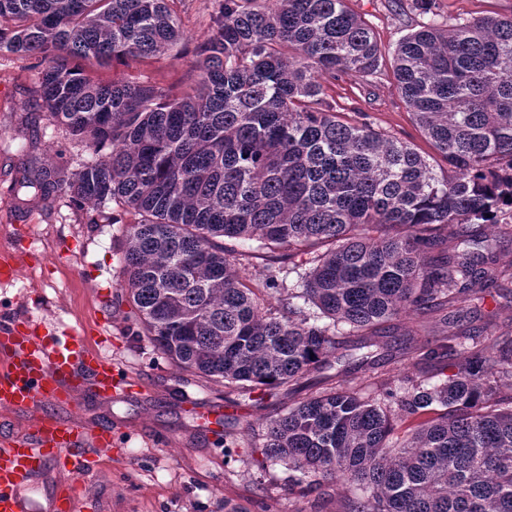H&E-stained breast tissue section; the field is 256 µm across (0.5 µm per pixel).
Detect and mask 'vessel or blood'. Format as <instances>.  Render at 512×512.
I'll return each instance as SVG.
<instances>
[{
  "instance_id": "obj_1",
  "label": "vessel or blood",
  "mask_w": 512,
  "mask_h": 512,
  "mask_svg": "<svg viewBox=\"0 0 512 512\" xmlns=\"http://www.w3.org/2000/svg\"><path fill=\"white\" fill-rule=\"evenodd\" d=\"M131 390L127 373L73 338L42 336L28 320L0 316V410L27 413V433L0 435V512H28L20 491L60 457L66 485L59 500L74 512L70 488L112 448V428L88 421L85 395L109 401Z\"/></svg>"
}]
</instances>
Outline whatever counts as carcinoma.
<instances>
[{
    "instance_id": "obj_1",
    "label": "carcinoma",
    "mask_w": 512,
    "mask_h": 512,
    "mask_svg": "<svg viewBox=\"0 0 512 512\" xmlns=\"http://www.w3.org/2000/svg\"><path fill=\"white\" fill-rule=\"evenodd\" d=\"M170 0H0V53L48 62L36 94L89 157L68 178L28 159L20 187L75 212L132 216L121 274L140 333L241 396L297 385L347 338L481 299L512 272L481 225L512 220V17L426 18L394 51L412 118L448 164L336 111L326 82H371L382 50L346 0H213L195 83L100 82L83 66L149 59L183 33ZM472 252L443 249L444 232ZM238 241L255 243L258 279ZM308 255L309 267L295 261ZM296 275L292 287L286 282ZM286 298L262 304L257 293ZM439 368L339 383L262 423L258 469L354 485L344 512H512V341L468 327L427 345ZM413 426L401 432L398 422Z\"/></svg>"
}]
</instances>
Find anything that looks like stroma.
<instances>
[{
    "label": "stroma",
    "instance_id": "35a3bbf8",
    "mask_svg": "<svg viewBox=\"0 0 512 512\" xmlns=\"http://www.w3.org/2000/svg\"><path fill=\"white\" fill-rule=\"evenodd\" d=\"M213 0H175L185 34L181 54L124 60L94 68L106 80H153L186 86L196 75L194 47L211 34ZM369 21L383 51L381 71L369 87L356 76L329 81L328 93L349 119L369 123L411 142L425 155L434 150L414 124L393 72L398 41L419 19L413 0H347ZM444 19L457 16H512V0H435ZM35 58L0 56V256L16 264L20 279L0 284V314L27 310L42 332L69 334L97 347L141 381L146 391L109 403L86 396L92 420L114 430L111 451L102 453L79 487L78 512H341L336 495L288 493L287 470L271 467L261 478L260 424L284 406L335 382L369 380L373 373L395 376L423 369L418 354L440 327V313L410 316L401 326L413 336L414 352L399 354L389 337L370 347L369 361L353 350L346 363L310 373L292 390L240 399L221 384L205 382L171 363L152 341L137 335L120 273L118 240L123 225L102 221L97 210L72 212L65 200L34 199L15 189L28 155L73 173L83 148L53 130L32 88ZM111 291L102 303L100 294ZM461 316L486 336H512V302L490 287L483 301L459 307ZM221 406L228 424L208 413ZM237 441L225 450V437Z\"/></svg>",
    "mask_w": 512,
    "mask_h": 512
}]
</instances>
